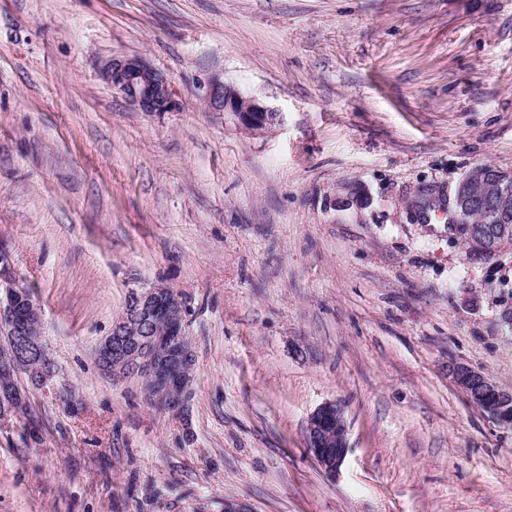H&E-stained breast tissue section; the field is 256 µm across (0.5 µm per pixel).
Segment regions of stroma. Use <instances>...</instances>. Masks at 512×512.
Returning a JSON list of instances; mask_svg holds the SVG:
<instances>
[{
    "label": "stroma",
    "instance_id": "obj_1",
    "mask_svg": "<svg viewBox=\"0 0 512 512\" xmlns=\"http://www.w3.org/2000/svg\"><path fill=\"white\" fill-rule=\"evenodd\" d=\"M115 55L177 110L112 90ZM215 75L279 122L209 111ZM479 164L512 171V0H0V250L77 406L19 376L0 512H512V426L449 371L512 391V247L474 259L439 216ZM157 283L195 355L177 415L95 363ZM328 401L333 475L305 445ZM100 76L142 112L177 109L171 77L141 57H112L101 67ZM348 430L343 409L336 402H326L308 419L306 446L326 473H336L349 451Z\"/></svg>",
    "mask_w": 512,
    "mask_h": 512
}]
</instances>
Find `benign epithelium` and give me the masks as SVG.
Listing matches in <instances>:
<instances>
[{
  "instance_id": "obj_1",
  "label": "benign epithelium",
  "mask_w": 512,
  "mask_h": 512,
  "mask_svg": "<svg viewBox=\"0 0 512 512\" xmlns=\"http://www.w3.org/2000/svg\"><path fill=\"white\" fill-rule=\"evenodd\" d=\"M101 78L142 112H173L178 102L174 82L163 71L141 57L115 56L100 69ZM204 100L214 112L234 117L235 123L252 133H260L277 123L279 113L218 75L204 85ZM448 209L460 222L461 235L482 254L495 255L512 245V172L480 165L466 172L448 193ZM473 210L485 217L483 224H467L464 216ZM0 329L14 336L13 343L0 352V371L11 375L26 372L38 385L65 403L56 384V372L40 332L41 308L32 295L10 278H0ZM163 337L170 348L156 359L146 353V344ZM193 352L186 332L183 308L173 290L158 284L134 291L122 317L112 324L111 333L101 342L97 358L105 374L120 380L143 370L153 381L154 401L171 411L183 408V393L192 378ZM457 385L470 401L494 420L512 408V391H506L479 371L464 365L452 367ZM348 430L343 409L326 402L308 419L306 446L327 473L337 472L349 451Z\"/></svg>"
}]
</instances>
